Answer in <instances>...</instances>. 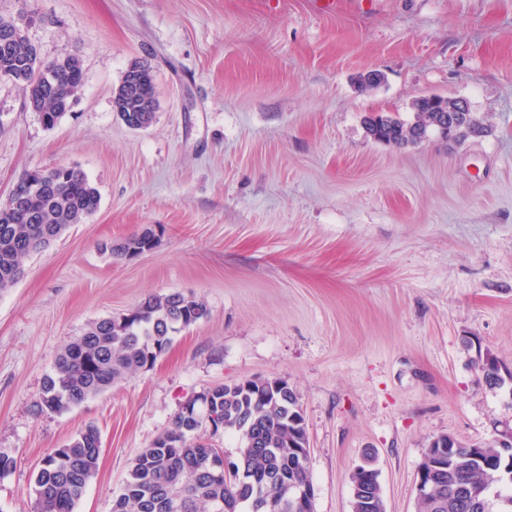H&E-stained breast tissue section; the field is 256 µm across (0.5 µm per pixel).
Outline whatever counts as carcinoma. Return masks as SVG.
<instances>
[{"label":"carcinoma","mask_w":512,"mask_h":512,"mask_svg":"<svg viewBox=\"0 0 512 512\" xmlns=\"http://www.w3.org/2000/svg\"><path fill=\"white\" fill-rule=\"evenodd\" d=\"M50 64L55 78L42 79ZM139 83L133 95L120 84L113 103L120 119L138 115L150 123L154 113L144 111L155 100L153 75L139 62L131 65ZM0 79L12 82L41 122L54 126L83 84L84 71L76 57L47 61L23 31L0 37ZM414 121L378 114L366 121L373 140L403 147L414 142L417 128L442 116L419 101L412 103ZM455 140L486 128L470 111L459 113ZM43 177L44 189L17 212L0 205V291L12 287L23 270V260L59 238L72 224L95 213L100 197L87 177L73 167L27 172L22 178ZM151 229L103 249L120 256L144 253ZM204 302L179 292L146 297L127 314L108 316L87 325L56 357L46 375L38 411L62 413L106 392L126 375L147 371L171 347L174 334L207 318ZM483 381L491 390L512 383V371L493 375L482 361ZM209 407L220 414L222 429L239 435L241 443L234 472L217 473L211 467L200 432L208 428L206 407L193 398L181 405L170 426L143 449L131 466L112 512H250L257 497L262 512H295L290 501L294 485L311 483L307 455L308 436L299 396L287 381L274 378L262 389L245 382L219 384L207 389ZM475 445L452 435L430 440L421 467L431 473L430 493L416 499V512H512V492L503 493V456L497 439L480 445L482 462L471 460ZM101 454L99 430L89 425L62 448L41 460L35 477L32 512H74L87 485L96 475ZM353 512H385L378 473L361 468L351 474Z\"/></svg>","instance_id":"carcinoma-1"}]
</instances>
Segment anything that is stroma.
Returning <instances> with one entry per match:
<instances>
[{
  "mask_svg": "<svg viewBox=\"0 0 512 512\" xmlns=\"http://www.w3.org/2000/svg\"><path fill=\"white\" fill-rule=\"evenodd\" d=\"M44 59L84 82L46 128L0 79V203L25 171L74 167L98 210L0 292V512H31L40 460L87 425L96 476L75 512H112L136 456L211 386L281 378L300 396L315 512H352L366 453L386 512H415L431 439L512 428V0H0ZM147 63L141 130L112 104ZM379 73V84L360 79ZM422 95L461 98L487 129L448 146L372 140ZM145 227L151 252L102 251ZM180 292L209 315L147 371L37 413L62 349L97 319Z\"/></svg>",
  "mask_w": 512,
  "mask_h": 512,
  "instance_id": "35a3bbf8",
  "label": "stroma"
}]
</instances>
